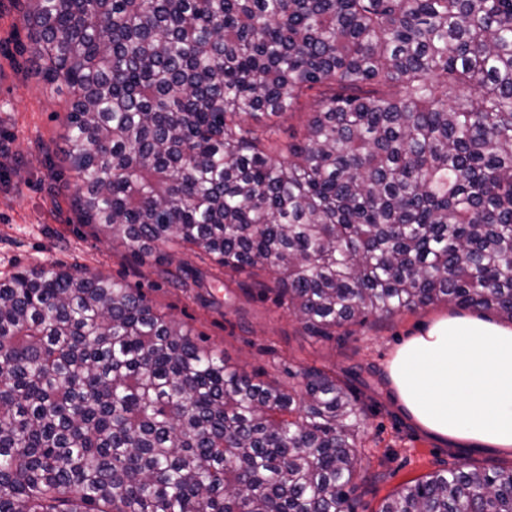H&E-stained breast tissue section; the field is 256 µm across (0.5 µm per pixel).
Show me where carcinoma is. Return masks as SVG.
<instances>
[{
  "label": "carcinoma",
  "instance_id": "obj_1",
  "mask_svg": "<svg viewBox=\"0 0 512 512\" xmlns=\"http://www.w3.org/2000/svg\"><path fill=\"white\" fill-rule=\"evenodd\" d=\"M24 19L70 97L94 235L196 249L226 288L263 272L324 339L436 303L512 321V0H30ZM365 372L310 368L299 392L109 276L0 278V512H345ZM380 512H512V469L458 462Z\"/></svg>",
  "mask_w": 512,
  "mask_h": 512
}]
</instances>
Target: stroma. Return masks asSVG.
Returning <instances> with one entry per match:
<instances>
[{
    "instance_id": "stroma-1",
    "label": "stroma",
    "mask_w": 512,
    "mask_h": 512,
    "mask_svg": "<svg viewBox=\"0 0 512 512\" xmlns=\"http://www.w3.org/2000/svg\"><path fill=\"white\" fill-rule=\"evenodd\" d=\"M26 0H0V275L55 263L86 274H104L142 288L177 322L203 334L207 346L248 372L302 385L303 367L342 371L360 363L374 373L356 384L366 424L360 450L366 468L351 495L354 512H379L385 499L407 483L451 467L462 457L480 468H512V453L459 448L420 428L395 401L388 363L418 327L455 306L438 303L352 326L349 338L306 333L287 308L260 292L213 288L214 303L202 306L198 288L160 278L152 257L133 259L121 246L93 236L72 205L74 180L61 150L68 94L46 88L33 75Z\"/></svg>"
}]
</instances>
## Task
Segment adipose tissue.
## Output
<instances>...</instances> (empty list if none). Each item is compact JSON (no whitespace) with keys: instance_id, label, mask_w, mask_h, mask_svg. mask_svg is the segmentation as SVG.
Returning a JSON list of instances; mask_svg holds the SVG:
<instances>
[{"instance_id":"obj_1","label":"adipose tissue","mask_w":512,"mask_h":512,"mask_svg":"<svg viewBox=\"0 0 512 512\" xmlns=\"http://www.w3.org/2000/svg\"><path fill=\"white\" fill-rule=\"evenodd\" d=\"M388 376L423 429L512 452V325L439 317L395 351Z\"/></svg>"}]
</instances>
